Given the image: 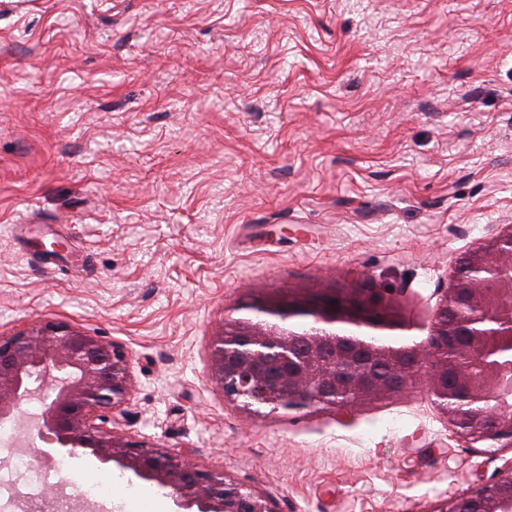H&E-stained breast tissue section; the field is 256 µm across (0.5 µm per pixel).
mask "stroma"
Here are the masks:
<instances>
[{
	"label": "stroma",
	"instance_id": "35a3bbf8",
	"mask_svg": "<svg viewBox=\"0 0 512 512\" xmlns=\"http://www.w3.org/2000/svg\"><path fill=\"white\" fill-rule=\"evenodd\" d=\"M512 226V0H0V334L56 319L132 355L115 431L278 512H427L512 463L424 385L254 414L207 378L235 308L328 288L429 335ZM109 512H181L168 490Z\"/></svg>",
	"mask_w": 512,
	"mask_h": 512
}]
</instances>
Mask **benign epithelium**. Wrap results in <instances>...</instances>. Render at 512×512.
Segmentation results:
<instances>
[{"label": "benign epithelium", "mask_w": 512, "mask_h": 512, "mask_svg": "<svg viewBox=\"0 0 512 512\" xmlns=\"http://www.w3.org/2000/svg\"><path fill=\"white\" fill-rule=\"evenodd\" d=\"M466 274L454 270L432 332L414 345L375 342L369 330L400 325L377 294L332 290L255 305L227 317L210 345V379L243 409L334 408L342 415L365 399L423 383L458 435L512 450V228L472 249ZM45 393L39 433L51 461L79 450L143 481L169 488L197 512H277L275 500L231 480L222 469L188 463L180 453L132 441L108 427L133 401L129 352L70 325L48 321L0 336V424ZM429 512H512V465Z\"/></svg>", "instance_id": "obj_1"}]
</instances>
